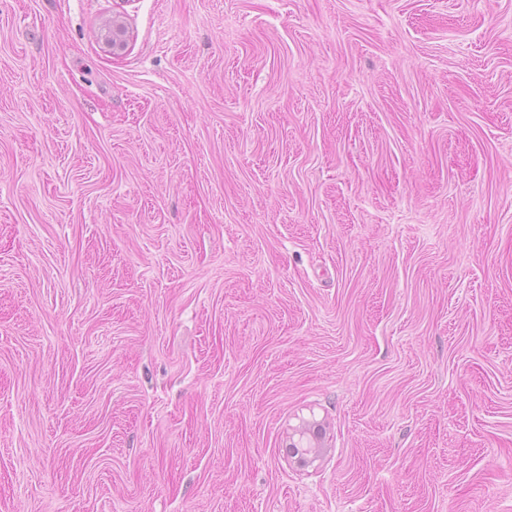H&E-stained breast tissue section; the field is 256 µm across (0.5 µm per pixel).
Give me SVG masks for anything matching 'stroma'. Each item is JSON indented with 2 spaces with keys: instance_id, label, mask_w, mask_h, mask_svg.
Returning a JSON list of instances; mask_svg holds the SVG:
<instances>
[{
  "instance_id": "1",
  "label": "stroma",
  "mask_w": 512,
  "mask_h": 512,
  "mask_svg": "<svg viewBox=\"0 0 512 512\" xmlns=\"http://www.w3.org/2000/svg\"><path fill=\"white\" fill-rule=\"evenodd\" d=\"M0 512H512V0H0Z\"/></svg>"
}]
</instances>
